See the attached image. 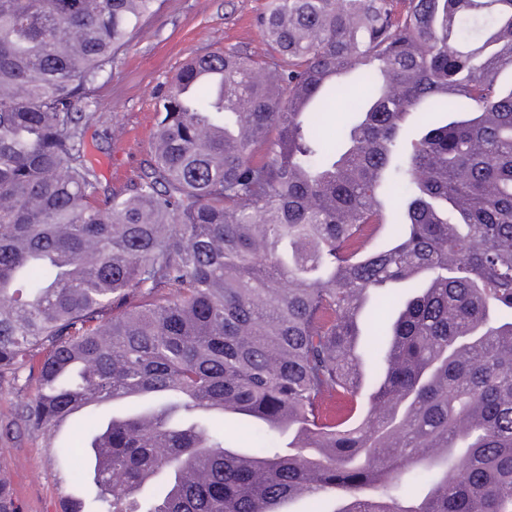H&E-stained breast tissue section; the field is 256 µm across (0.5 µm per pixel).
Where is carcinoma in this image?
I'll return each instance as SVG.
<instances>
[{
  "mask_svg": "<svg viewBox=\"0 0 512 512\" xmlns=\"http://www.w3.org/2000/svg\"><path fill=\"white\" fill-rule=\"evenodd\" d=\"M159 7L0 0V381L85 429L62 512H512V0H273L269 53L188 59L102 193L83 108Z\"/></svg>",
  "mask_w": 512,
  "mask_h": 512,
  "instance_id": "carcinoma-1",
  "label": "carcinoma"
}]
</instances>
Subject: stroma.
Wrapping results in <instances>:
<instances>
[{
    "mask_svg": "<svg viewBox=\"0 0 512 512\" xmlns=\"http://www.w3.org/2000/svg\"><path fill=\"white\" fill-rule=\"evenodd\" d=\"M271 3L164 0L93 86V117L85 140L103 188L121 189L136 173L151 141L157 93L189 55L231 46L256 56L266 54L257 19ZM24 398L15 383L0 381V479L11 486L22 512H61L60 498L75 481L57 457L54 443H73L79 435L66 422L53 440L14 429Z\"/></svg>",
    "mask_w": 512,
    "mask_h": 512,
    "instance_id": "obj_1",
    "label": "stroma"
}]
</instances>
